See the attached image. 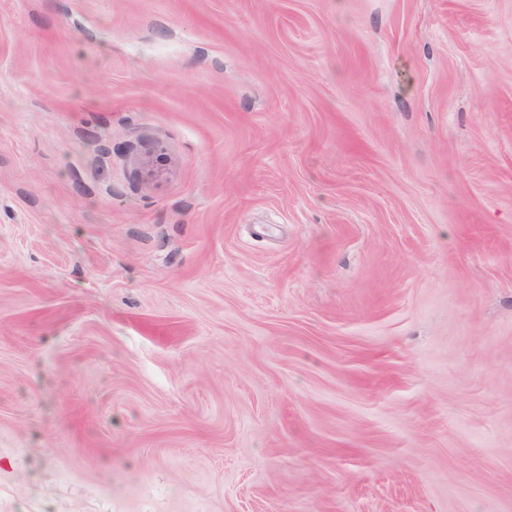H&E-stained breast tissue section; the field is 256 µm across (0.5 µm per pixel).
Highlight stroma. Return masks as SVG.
<instances>
[{
    "label": "stroma",
    "mask_w": 512,
    "mask_h": 512,
    "mask_svg": "<svg viewBox=\"0 0 512 512\" xmlns=\"http://www.w3.org/2000/svg\"><path fill=\"white\" fill-rule=\"evenodd\" d=\"M0 512H512V0H0Z\"/></svg>",
    "instance_id": "obj_1"
}]
</instances>
